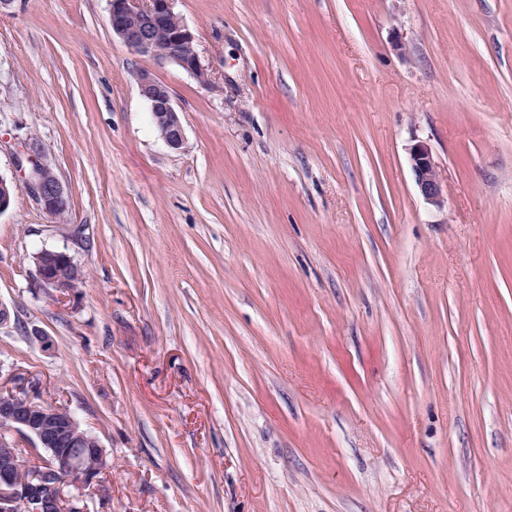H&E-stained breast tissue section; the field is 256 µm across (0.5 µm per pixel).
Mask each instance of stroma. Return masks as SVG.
I'll use <instances>...</instances> for the list:
<instances>
[{"mask_svg": "<svg viewBox=\"0 0 512 512\" xmlns=\"http://www.w3.org/2000/svg\"><path fill=\"white\" fill-rule=\"evenodd\" d=\"M175 9L210 85L107 0L0 7V360L104 448L88 512H512V0ZM31 134L69 223L25 186ZM43 248L76 293L36 287ZM134 78L140 96L149 105L156 129L171 148L181 149L185 144V130L169 87L149 70L138 71ZM409 164L419 193L427 204L441 207L445 202V185L428 146L418 143L409 150ZM40 288L58 296L70 295L85 278L84 271L65 250L41 249L32 255Z\"/></svg>", "mask_w": 512, "mask_h": 512, "instance_id": "1", "label": "stroma"}]
</instances>
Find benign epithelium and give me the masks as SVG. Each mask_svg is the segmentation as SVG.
Here are the masks:
<instances>
[{
    "instance_id": "obj_1",
    "label": "benign epithelium",
    "mask_w": 512,
    "mask_h": 512,
    "mask_svg": "<svg viewBox=\"0 0 512 512\" xmlns=\"http://www.w3.org/2000/svg\"><path fill=\"white\" fill-rule=\"evenodd\" d=\"M108 18L112 35L130 51L173 65L201 85L210 84L195 34L175 11V0H108ZM134 78L162 138L171 148H182L185 130L169 87L148 70ZM20 153L29 163V190L43 213L55 223L68 222V192L40 140L29 136ZM409 164L424 201L442 206L445 185L426 144L410 148ZM14 193L13 182L0 176V214L10 210ZM32 262L39 286L60 296L73 292L85 278L65 250L42 249L32 255ZM13 380L15 388L0 387V512H86L83 492L109 467L104 449L68 410L44 400L39 379ZM21 438L30 447H20ZM73 446L85 449L84 454L74 458L64 451Z\"/></svg>"
}]
</instances>
